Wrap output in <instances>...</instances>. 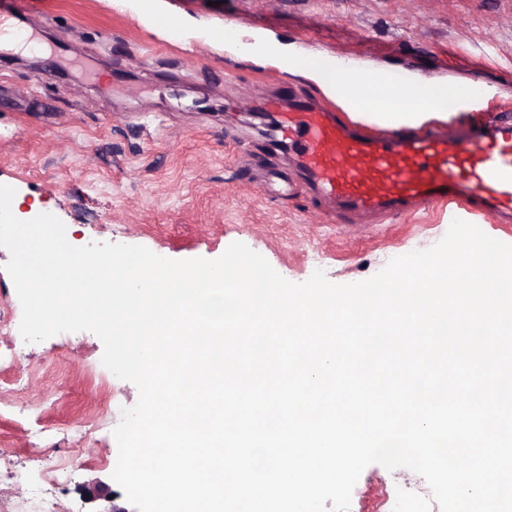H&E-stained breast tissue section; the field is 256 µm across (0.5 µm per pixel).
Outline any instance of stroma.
<instances>
[{"label":"stroma","instance_id":"1","mask_svg":"<svg viewBox=\"0 0 512 512\" xmlns=\"http://www.w3.org/2000/svg\"><path fill=\"white\" fill-rule=\"evenodd\" d=\"M23 9L20 25L37 46L0 47V184L15 189L17 218L54 214L75 246L140 245L173 260H213L241 242L291 282L319 268L348 284L444 238L441 208L336 224L309 196L254 185L240 158L267 153L265 102L288 111L293 88L327 98L278 61L251 56L258 36L294 54L402 69L416 84L460 81L486 92L485 107L512 106V0H24ZM162 16L173 26L159 24ZM228 21L240 33L230 47L213 37ZM203 98L209 110L192 109ZM9 258L0 247V344L21 338ZM102 354L95 334L65 332L25 344L0 370L36 379L22 397H0V436L11 443L0 456V488L20 512H32L30 487L49 479L46 459L68 471L56 487L65 512L128 507L112 478L113 428L87 426L83 407L105 398L117 416L139 391L105 368ZM403 477L424 483L405 468L369 465L350 512H388ZM94 479L105 496L86 493Z\"/></svg>","mask_w":512,"mask_h":512}]
</instances>
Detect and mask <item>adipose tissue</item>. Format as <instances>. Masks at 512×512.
<instances>
[{
    "mask_svg": "<svg viewBox=\"0 0 512 512\" xmlns=\"http://www.w3.org/2000/svg\"><path fill=\"white\" fill-rule=\"evenodd\" d=\"M268 55L284 59L289 72L303 74L316 81L327 94L339 97L342 104L356 116L370 115L383 126L413 128L438 119L452 117L453 104L469 94L460 83L420 85L404 91L384 87L381 77L367 70L337 72L326 78L324 61L317 56L287 58L284 48L271 47Z\"/></svg>",
    "mask_w": 512,
    "mask_h": 512,
    "instance_id": "adipose-tissue-1",
    "label": "adipose tissue"
}]
</instances>
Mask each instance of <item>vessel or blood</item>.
<instances>
[{"label":"vessel or blood","instance_id":"vessel-or-blood-1","mask_svg":"<svg viewBox=\"0 0 512 512\" xmlns=\"http://www.w3.org/2000/svg\"><path fill=\"white\" fill-rule=\"evenodd\" d=\"M17 11L15 0H0V42L19 38ZM291 98L276 140L296 155L304 181L288 191L309 187L334 200L335 223L442 205L466 218L512 220V118L478 121L453 139L438 126L369 133L331 106L297 92Z\"/></svg>","mask_w":512,"mask_h":512}]
</instances>
